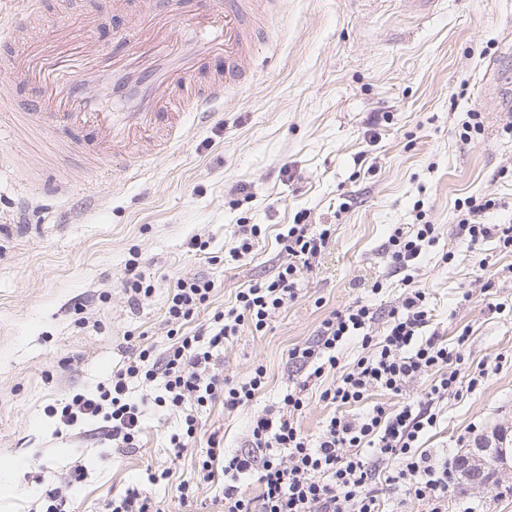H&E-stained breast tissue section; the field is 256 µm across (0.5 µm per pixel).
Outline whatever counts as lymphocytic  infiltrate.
<instances>
[{
    "mask_svg": "<svg viewBox=\"0 0 512 512\" xmlns=\"http://www.w3.org/2000/svg\"><path fill=\"white\" fill-rule=\"evenodd\" d=\"M462 224L471 243L497 238L502 249L512 251V225L484 220L491 201L467 199ZM435 227L423 224L415 232L396 228L388 238L392 267L408 270L420 256L424 243L434 241ZM331 231L322 225L294 224L283 235L287 255L277 275L238 291L228 311H214L194 332L183 333L163 352L144 348L112 375L109 387L98 396L74 395L54 408L65 426L82 420H100L113 447L134 448L145 412L144 402L131 400L133 383H160L153 405L182 415V432L171 436L175 448L186 449L199 429L198 414L215 402L233 412L249 406L266 385L264 368L241 382L220 372V352L240 327L262 331L273 314L297 296L302 269L311 268L327 247ZM216 285L204 277L180 278L168 295L167 314L172 324L191 320L208 304ZM432 317L428 294L411 286L389 314L383 336L371 333L373 308L355 302L323 319L316 338L294 347L292 364L307 372L283 395L278 409L254 415L249 426V446L225 453L218 434L198 464L204 482H223L224 512H383L386 489H401L425 503L426 512H448L457 484L454 460L420 450L418 442L438 415L435 405L448 396L475 390L478 378H463L461 352L449 349L438 334L428 333ZM359 338L362 352L353 366L326 387L323 400L352 406L380 389L400 398L392 406L381 404L363 414L331 417L314 437L300 429L297 416L305 407L304 392L310 379L337 368L336 350L346 340ZM437 369L441 376L416 401L402 394L422 373ZM260 492L251 495L250 484Z\"/></svg>",
    "mask_w": 512,
    "mask_h": 512,
    "instance_id": "lymphocytic-infiltrate-1",
    "label": "lymphocytic infiltrate"
}]
</instances>
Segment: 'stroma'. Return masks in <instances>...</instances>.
<instances>
[{"label": "stroma", "instance_id": "stroma-1", "mask_svg": "<svg viewBox=\"0 0 512 512\" xmlns=\"http://www.w3.org/2000/svg\"><path fill=\"white\" fill-rule=\"evenodd\" d=\"M12 0V29L0 52L16 48L13 29L49 43L60 23L97 15L90 33L104 55L133 32L118 25L112 0ZM512 43V0H438L425 12L405 0H275L263 38L247 59V80L224 93L205 125L184 116L177 139L125 171L89 167L85 153L46 145L23 118L36 83L0 75V512H39L45 491L74 466L85 478L68 495L75 512H109L135 488L171 512H220L222 485L199 483L191 506L177 487L197 480L211 433L227 452L246 445L251 411L278 407L292 383L288 352L312 340L324 318L361 300L372 305L375 335L404 291L385 252L398 227H436L410 270L430 295V327L460 347L463 373L487 364L474 391L437 406L420 448L458 456L476 436L512 430V252L497 239L471 243L462 231L466 198L494 200L490 224H512V112L502 111L487 71ZM481 130L462 136L469 113ZM265 233L232 261L233 227ZM292 224H327L319 262L303 271L296 300L259 332L241 328L224 344V375L267 370L252 410L215 403L201 414L191 448L170 444L179 417L147 410L137 448H115L91 425L67 428L49 413L75 394L97 393L142 348L164 351L168 287L204 276L217 289L209 308L230 309L236 293L271 280L287 259L277 233ZM207 248L192 249V237ZM137 257L155 289L130 308L126 263ZM311 381L300 428L318 434L344 407L325 402L327 381ZM512 471L485 485L458 482L454 497L485 512H512Z\"/></svg>", "mask_w": 512, "mask_h": 512}]
</instances>
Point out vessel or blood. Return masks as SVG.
<instances>
[{"instance_id":"vessel-or-blood-1","label":"vessel or blood","mask_w":512,"mask_h":512,"mask_svg":"<svg viewBox=\"0 0 512 512\" xmlns=\"http://www.w3.org/2000/svg\"><path fill=\"white\" fill-rule=\"evenodd\" d=\"M252 0H226L223 22L194 24V35L185 55L177 62L161 65L145 76L133 68L130 54H120L111 68L106 96L126 102L124 112L112 111L102 100L86 96L84 86L98 82L94 66L98 48L88 33L95 25L93 15H83L77 28H57L52 44L19 50L0 57V73L35 77L40 86L36 109L28 121L50 137H63L64 147L79 148L99 162L132 165L130 152L143 130L169 123L173 107L185 108L200 124L207 123L217 105L224 102V91L240 83V63L251 54L258 33L245 25L244 17ZM133 0H112V8L131 15L138 44L154 41L159 30L172 28L176 17L169 13L144 15L132 10ZM79 41V56L66 50ZM224 48V67L208 70L201 87H191L186 73L196 70L215 46Z\"/></svg>"}]
</instances>
